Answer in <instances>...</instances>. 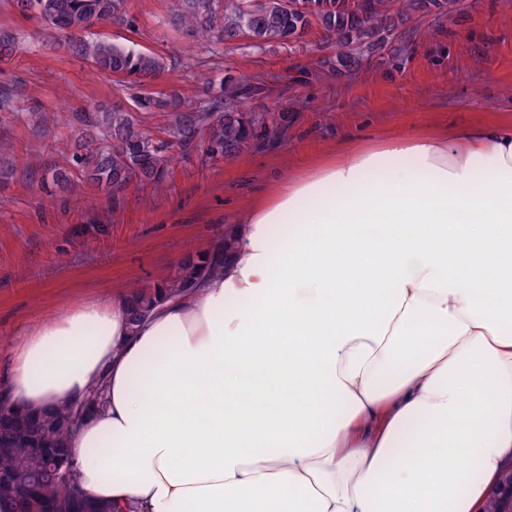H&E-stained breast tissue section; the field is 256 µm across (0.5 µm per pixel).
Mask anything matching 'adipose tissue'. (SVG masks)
<instances>
[{
    "instance_id": "1",
    "label": "adipose tissue",
    "mask_w": 512,
    "mask_h": 512,
    "mask_svg": "<svg viewBox=\"0 0 512 512\" xmlns=\"http://www.w3.org/2000/svg\"><path fill=\"white\" fill-rule=\"evenodd\" d=\"M231 231L138 331L124 289L44 321L0 397L105 382L79 485L142 512H481L512 467V120L346 138Z\"/></svg>"
}]
</instances>
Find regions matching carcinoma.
Segmentation results:
<instances>
[{"label":"carcinoma","mask_w":512,"mask_h":512,"mask_svg":"<svg viewBox=\"0 0 512 512\" xmlns=\"http://www.w3.org/2000/svg\"><path fill=\"white\" fill-rule=\"evenodd\" d=\"M127 0H12L23 17H34L66 36L65 47L85 59L97 72L130 80L158 77L162 58L133 45L90 38L91 27L100 22H123ZM459 0H372L367 11L351 7L349 0H258L248 10L234 4L219 7V0H173L179 22L212 43L213 52L233 36L256 37L265 46L302 38L316 24L324 39L336 49L338 74H353L364 53L378 42L381 33L395 27L394 16L436 12L449 15ZM243 84L224 78L220 94L213 98H179L144 91L133 98L140 112L164 111L172 115L166 138L159 139L143 128L132 111L120 105L100 104L93 111L74 113L85 130L69 164L52 166L41 174L48 193L65 190L73 173L95 189L117 194L133 182H163L175 154L201 151L213 160L232 161L249 146L258 131H269L266 115L241 109ZM234 237L228 233L217 243L187 251L174 272L159 289H137L127 307V323L139 326L158 302L160 293L176 294L202 274L220 271L224 253ZM71 406L54 413L33 416L16 413L0 404V430L20 431L14 448L0 453V498L15 501L17 512H139L133 503L117 507L88 496L77 483L75 457L70 443L75 428L70 424ZM484 512H512V469L488 495Z\"/></svg>","instance_id":"carcinoma-1"}]
</instances>
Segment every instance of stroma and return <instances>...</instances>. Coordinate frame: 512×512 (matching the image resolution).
I'll use <instances>...</instances> for the list:
<instances>
[{
    "label": "stroma",
    "mask_w": 512,
    "mask_h": 512,
    "mask_svg": "<svg viewBox=\"0 0 512 512\" xmlns=\"http://www.w3.org/2000/svg\"><path fill=\"white\" fill-rule=\"evenodd\" d=\"M128 13L131 25L102 24L91 34L165 60L147 91L194 97L207 75L261 77L267 90L243 98L242 107L275 123L234 161L176 156L158 186L113 196L78 181L70 193L47 195L42 168L66 165L79 134L61 125L60 113L127 104L130 92L123 79L63 50L39 19L0 0V33L19 45L0 62V88L16 101L15 113L0 115V166L11 172L0 183L1 360L45 320L113 289L168 278L188 247L209 245L257 197L331 156L340 135L369 143L512 120V0H460L448 16L413 15L393 45L368 52L348 76L331 70L336 50L315 26L291 43L260 48L243 38L214 54L174 24L171 0H129ZM34 105L36 119L27 115Z\"/></svg>",
    "instance_id": "35a3bbf8"
}]
</instances>
